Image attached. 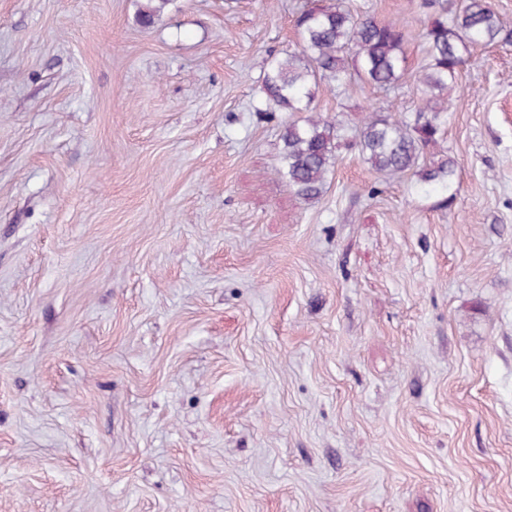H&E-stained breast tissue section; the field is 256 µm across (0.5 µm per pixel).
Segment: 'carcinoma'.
<instances>
[{"label": "carcinoma", "mask_w": 512, "mask_h": 512, "mask_svg": "<svg viewBox=\"0 0 512 512\" xmlns=\"http://www.w3.org/2000/svg\"><path fill=\"white\" fill-rule=\"evenodd\" d=\"M434 9L424 29L425 56L417 82L421 97L413 122L378 111L366 114L346 147L357 149L372 170L383 177L409 175L424 195L455 197L456 163L449 155L425 150L441 137L438 115L448 111L443 96L455 89L465 55L496 42L504 21L489 0H425ZM300 51L284 53L270 63L264 87L268 104L280 111L307 112L312 86L325 80L341 88L352 81L373 88L396 85L405 72L404 27L378 22L352 12L344 0L300 12L296 19ZM341 120L307 118L290 121L281 134L279 172L302 199H318L337 155Z\"/></svg>", "instance_id": "1"}]
</instances>
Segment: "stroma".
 <instances>
[{
	"label": "stroma",
	"mask_w": 512,
	"mask_h": 512,
	"mask_svg": "<svg viewBox=\"0 0 512 512\" xmlns=\"http://www.w3.org/2000/svg\"><path fill=\"white\" fill-rule=\"evenodd\" d=\"M326 0H0V512H512V40L473 50L457 195L358 151L279 172L271 55ZM391 89L414 120L424 0Z\"/></svg>",
	"instance_id": "stroma-1"
}]
</instances>
